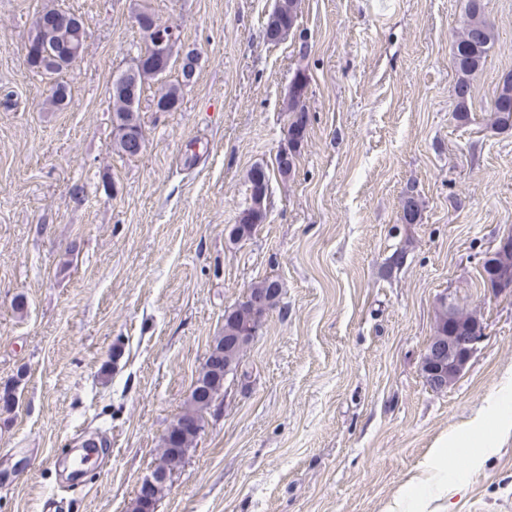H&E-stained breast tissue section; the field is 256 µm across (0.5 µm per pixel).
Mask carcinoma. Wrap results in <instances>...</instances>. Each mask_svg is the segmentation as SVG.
Returning a JSON list of instances; mask_svg holds the SVG:
<instances>
[{
	"label": "carcinoma",
	"instance_id": "obj_1",
	"mask_svg": "<svg viewBox=\"0 0 512 512\" xmlns=\"http://www.w3.org/2000/svg\"><path fill=\"white\" fill-rule=\"evenodd\" d=\"M301 0H277L275 9L266 27V39L277 43L296 27ZM56 6H46L35 16L31 32L43 36L48 43L50 55L32 64V68L54 70L57 88L52 90L47 100L48 106L60 109L70 101V90L61 78L63 70L57 68V59L70 52L74 37L59 33L50 25V16ZM497 35L493 23L486 14L483 0H467L461 31L458 34L454 50L453 65L456 72L454 94L456 110L467 111L472 97V80L483 69L489 53L494 48ZM156 61L143 60L135 74V96L121 91L110 94L113 121L121 133L112 142L113 151L121 156L136 157L145 148V138L139 119L138 104L146 85L158 79ZM185 79L181 78L162 86L156 100V106L176 111L182 98ZM306 76L297 72L288 94V111L291 120L288 127V163L276 156L277 170L284 177L290 176L294 167V158L298 146L306 136L308 115L306 108ZM493 125L499 130H512V73L503 75L497 85L492 109ZM252 189H268L269 171L262 165L253 166L247 174ZM266 219V208L251 202L242 210L238 222L231 229V236L237 240L247 238L254 233L258 225ZM266 296L270 306L274 307L281 296V286L276 280L264 279L250 288L246 300L224 313V335L218 337L212 345L205 364L193 385L189 402L179 415L177 424L171 428L170 435L163 437V451L157 468L146 476L137 493L133 512H153L154 504L164 493V476L173 472L181 463L187 449L197 442L204 428V416L224 389V366L237 369L244 354V347L226 343L230 336H251L259 328L263 310L254 304V298Z\"/></svg>",
	"mask_w": 512,
	"mask_h": 512
}]
</instances>
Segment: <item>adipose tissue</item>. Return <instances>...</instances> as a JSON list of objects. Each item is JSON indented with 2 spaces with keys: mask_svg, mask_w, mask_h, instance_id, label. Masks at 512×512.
I'll use <instances>...</instances> for the list:
<instances>
[{
  "mask_svg": "<svg viewBox=\"0 0 512 512\" xmlns=\"http://www.w3.org/2000/svg\"><path fill=\"white\" fill-rule=\"evenodd\" d=\"M511 402L512 383L507 381L465 423L463 432H450L436 440L421 463L419 474L405 482L385 512H446L444 504L448 499V470L445 462L449 449L461 447L466 437L478 440L480 447H495L501 435L512 433V417L501 413L502 405Z\"/></svg>",
  "mask_w": 512,
  "mask_h": 512,
  "instance_id": "ef3b65f1",
  "label": "adipose tissue"
}]
</instances>
